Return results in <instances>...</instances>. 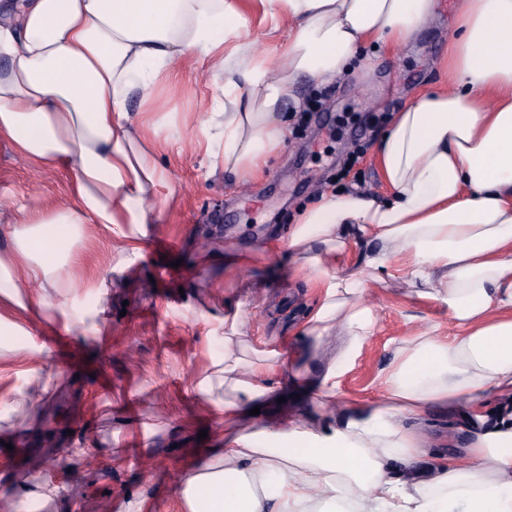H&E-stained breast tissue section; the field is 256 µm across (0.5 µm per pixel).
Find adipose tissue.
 <instances>
[{
	"label": "adipose tissue",
	"mask_w": 512,
	"mask_h": 512,
	"mask_svg": "<svg viewBox=\"0 0 512 512\" xmlns=\"http://www.w3.org/2000/svg\"><path fill=\"white\" fill-rule=\"evenodd\" d=\"M435 0H0V145L40 170L70 175L66 200L0 202L13 243L0 253V324L35 321L25 286L83 288L70 275L85 225L140 256L147 227L174 196L157 159L167 115L159 92L196 55L218 85L206 129L224 166L262 178L288 139L284 99L299 79L325 84L371 69L366 45L406 43ZM285 23L288 40L256 51L249 11ZM222 38H215V30ZM443 69L451 90L422 93L376 147L386 198L323 192L288 233L320 303L301 327L308 349L340 329L355 354L376 324L360 300L402 263L418 295L442 303L454 333H415L395 349L382 397L336 404L335 363L312 382L304 418L245 433L248 409L277 391L279 354L240 343L241 307L224 311V352L199 381L224 392V444L176 474L186 512H512V0H459ZM139 97L151 122L132 118ZM375 243L349 264L358 241ZM498 402L497 419L488 407ZM435 403L459 411L461 453L418 466L407 418Z\"/></svg>",
	"instance_id": "obj_1"
}]
</instances>
